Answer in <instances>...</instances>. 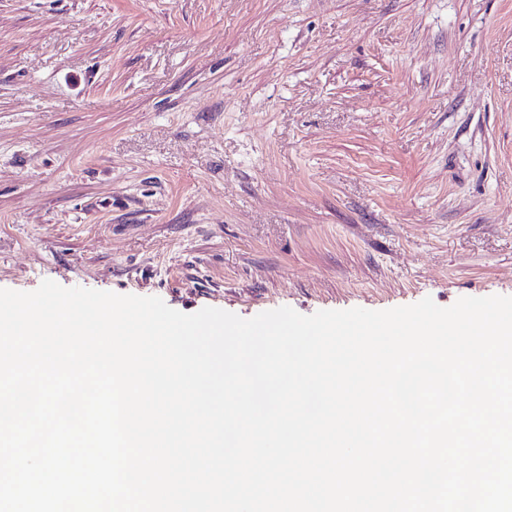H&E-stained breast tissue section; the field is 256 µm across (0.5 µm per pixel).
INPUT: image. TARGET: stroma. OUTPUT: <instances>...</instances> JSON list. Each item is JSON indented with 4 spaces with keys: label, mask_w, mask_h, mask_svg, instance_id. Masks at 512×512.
Segmentation results:
<instances>
[{
    "label": "stroma",
    "mask_w": 512,
    "mask_h": 512,
    "mask_svg": "<svg viewBox=\"0 0 512 512\" xmlns=\"http://www.w3.org/2000/svg\"><path fill=\"white\" fill-rule=\"evenodd\" d=\"M46 279L512 296V0H0V288Z\"/></svg>",
    "instance_id": "obj_1"
}]
</instances>
